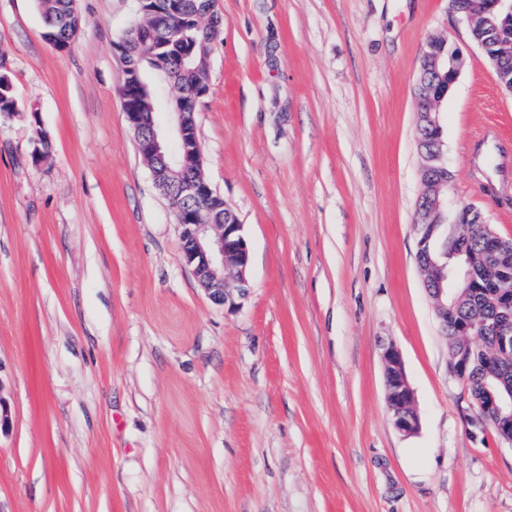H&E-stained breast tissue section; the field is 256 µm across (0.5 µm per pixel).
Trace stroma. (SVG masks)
Segmentation results:
<instances>
[{"instance_id":"35a3bbf8","label":"stroma","mask_w":512,"mask_h":512,"mask_svg":"<svg viewBox=\"0 0 512 512\" xmlns=\"http://www.w3.org/2000/svg\"><path fill=\"white\" fill-rule=\"evenodd\" d=\"M76 6L59 50L36 0H0V512H512V444L475 425L416 262L432 39L464 58L439 105L450 194L512 238V170L468 156L485 127L512 140V94L467 22L448 0H215L195 120L250 244L231 311L184 262L124 115L133 0ZM385 387L388 408L395 429L412 435L419 429V418L414 408V393L408 383L402 355L393 345L383 352Z\"/></svg>"}]
</instances>
